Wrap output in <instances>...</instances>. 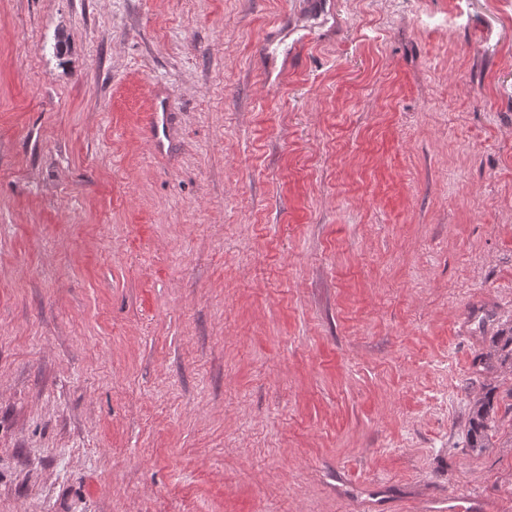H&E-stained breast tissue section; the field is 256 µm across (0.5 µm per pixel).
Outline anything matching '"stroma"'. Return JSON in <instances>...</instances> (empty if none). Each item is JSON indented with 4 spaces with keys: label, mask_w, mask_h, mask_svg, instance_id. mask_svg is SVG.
I'll use <instances>...</instances> for the list:
<instances>
[{
    "label": "stroma",
    "mask_w": 512,
    "mask_h": 512,
    "mask_svg": "<svg viewBox=\"0 0 512 512\" xmlns=\"http://www.w3.org/2000/svg\"><path fill=\"white\" fill-rule=\"evenodd\" d=\"M511 327L512 0H0V512H512ZM491 399L486 400L479 399L475 402L473 407V416L469 422V432L472 440V447L474 448H485L487 447L486 433L488 429V420L492 410Z\"/></svg>",
    "instance_id": "35a3bbf8"
}]
</instances>
